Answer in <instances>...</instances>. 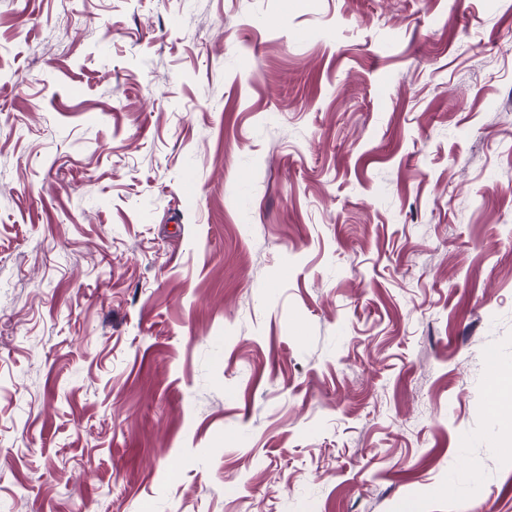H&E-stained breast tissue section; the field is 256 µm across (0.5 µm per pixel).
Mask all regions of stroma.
Returning a JSON list of instances; mask_svg holds the SVG:
<instances>
[{
  "label": "stroma",
  "mask_w": 512,
  "mask_h": 512,
  "mask_svg": "<svg viewBox=\"0 0 512 512\" xmlns=\"http://www.w3.org/2000/svg\"><path fill=\"white\" fill-rule=\"evenodd\" d=\"M512 0H0V512H512ZM492 407L501 415L502 425L511 429L512 380L511 374L501 376L490 391Z\"/></svg>",
  "instance_id": "obj_1"
}]
</instances>
